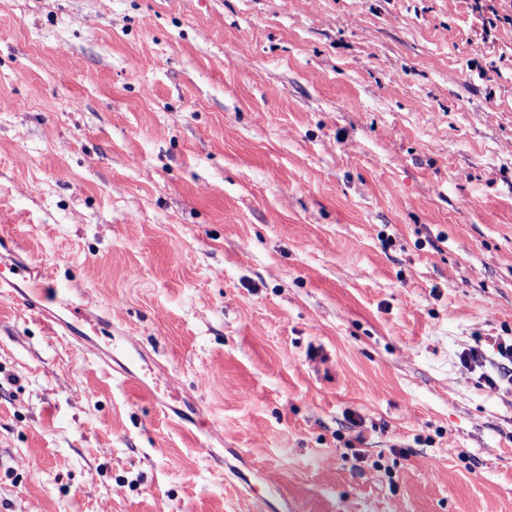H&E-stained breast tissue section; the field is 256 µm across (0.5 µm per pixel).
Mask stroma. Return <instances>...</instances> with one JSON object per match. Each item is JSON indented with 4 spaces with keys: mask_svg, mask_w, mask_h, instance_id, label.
<instances>
[{
    "mask_svg": "<svg viewBox=\"0 0 512 512\" xmlns=\"http://www.w3.org/2000/svg\"><path fill=\"white\" fill-rule=\"evenodd\" d=\"M0 235L173 408L0 299V512H512V385L460 360L512 339L472 0H0Z\"/></svg>",
    "mask_w": 512,
    "mask_h": 512,
    "instance_id": "stroma-1",
    "label": "stroma"
}]
</instances>
